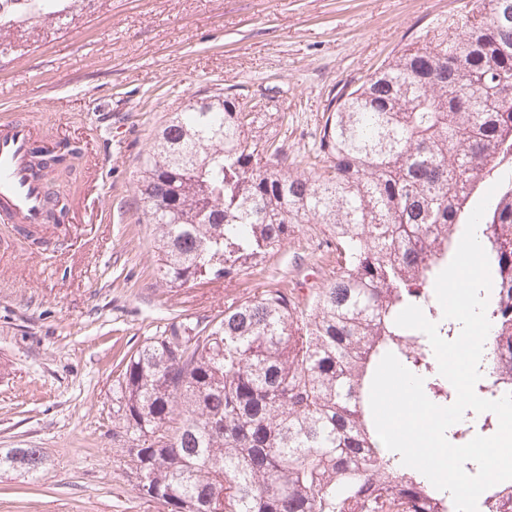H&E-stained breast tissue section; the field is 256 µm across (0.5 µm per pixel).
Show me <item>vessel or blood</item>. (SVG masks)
I'll return each mask as SVG.
<instances>
[{
	"mask_svg": "<svg viewBox=\"0 0 512 512\" xmlns=\"http://www.w3.org/2000/svg\"><path fill=\"white\" fill-rule=\"evenodd\" d=\"M44 145L28 118L0 119V223L13 225L21 236L45 223L51 205L47 179L30 171L33 151Z\"/></svg>",
	"mask_w": 512,
	"mask_h": 512,
	"instance_id": "vessel-or-blood-1",
	"label": "vessel or blood"
}]
</instances>
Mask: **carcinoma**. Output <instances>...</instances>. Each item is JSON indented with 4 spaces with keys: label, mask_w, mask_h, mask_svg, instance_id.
Listing matches in <instances>:
<instances>
[{
    "label": "carcinoma",
    "mask_w": 512,
    "mask_h": 512,
    "mask_svg": "<svg viewBox=\"0 0 512 512\" xmlns=\"http://www.w3.org/2000/svg\"><path fill=\"white\" fill-rule=\"evenodd\" d=\"M93 0H0V56L12 35L60 27ZM188 103L158 131L133 191L155 226L171 288L251 276L300 224H322L336 272L299 297L266 288L224 316L173 323L120 363L117 414L147 490L167 512H456L453 499L381 442L372 374L393 353L435 404L456 392L419 330V306L450 341L437 275L452 260L474 199L497 181L480 222L490 262L483 367L512 393V0H473L460 30L408 48L342 93L309 171L290 170L271 118L235 97ZM77 142L45 155L63 165ZM38 448L0 464L38 472ZM478 512H512V480Z\"/></svg>",
    "instance_id": "cac0c4a2"
}]
</instances>
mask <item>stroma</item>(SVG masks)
<instances>
[{
    "label": "stroma",
    "instance_id": "1",
    "mask_svg": "<svg viewBox=\"0 0 512 512\" xmlns=\"http://www.w3.org/2000/svg\"><path fill=\"white\" fill-rule=\"evenodd\" d=\"M471 0H96L39 27L0 69V113L82 154L51 176L72 224L34 238L0 224V450L38 448L36 476L0 467V512H162L141 499L118 435L119 361L164 326L213 318L263 288L330 282L323 225L302 224L248 278L170 288L133 185L155 134L190 96L223 92L304 167L329 102L408 47L460 27Z\"/></svg>",
    "mask_w": 512,
    "mask_h": 512
}]
</instances>
